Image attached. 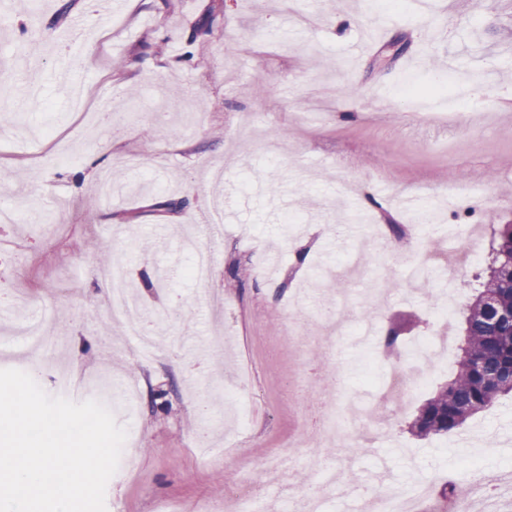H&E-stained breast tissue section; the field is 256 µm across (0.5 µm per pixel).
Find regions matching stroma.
<instances>
[{"instance_id":"obj_1","label":"stroma","mask_w":512,"mask_h":512,"mask_svg":"<svg viewBox=\"0 0 512 512\" xmlns=\"http://www.w3.org/2000/svg\"><path fill=\"white\" fill-rule=\"evenodd\" d=\"M437 46L425 18L380 0H126L100 15L85 0H19L0 27V208L17 212L0 237V289L20 298L14 313L51 309L59 341L52 361L25 348L0 369L56 374L87 367L79 400L96 399L126 427L131 445L106 489L107 512H182L224 496L246 472L297 436L296 392L315 388L349 421L389 362L363 343L360 326L384 332L401 316L421 318V338L438 330L446 297L455 309L474 278L448 231L512 222V0H430ZM86 20L77 61L97 112L115 129L67 108L70 87L55 81L61 43L45 32ZM210 17V35L193 39ZM45 107L18 82L28 54ZM441 85L407 97V82ZM188 199L176 213L161 202ZM373 224H406L432 258L424 279L399 268L398 242L367 241L355 214ZM89 239L123 265L162 343L141 349L112 320ZM309 248L311 266L291 272ZM215 254L207 279L187 276L198 251ZM279 255L274 276L266 253ZM242 258L252 274L228 285ZM175 266L178 277L146 288V272ZM458 277L446 288L449 269ZM223 306H212L211 294ZM309 319L285 335L290 304ZM90 346L73 356V334ZM144 392L113 396L114 383ZM168 414H154L156 391ZM419 398L393 408L372 448L350 441L314 453L301 448L293 476L270 488L267 512H293L298 493L324 467L339 470L333 512L355 487L383 489L380 473L404 489L471 481L512 463V393L445 435H411Z\"/></svg>"}]
</instances>
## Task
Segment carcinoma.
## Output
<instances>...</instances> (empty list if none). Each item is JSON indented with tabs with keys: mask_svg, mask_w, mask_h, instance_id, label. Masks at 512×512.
Here are the masks:
<instances>
[{
	"mask_svg": "<svg viewBox=\"0 0 512 512\" xmlns=\"http://www.w3.org/2000/svg\"><path fill=\"white\" fill-rule=\"evenodd\" d=\"M420 324L417 315L409 314L389 327L381 341L384 353L400 357ZM506 392L512 393L511 223L494 229L484 265L475 276L457 370L418 409L409 432L419 438L448 434Z\"/></svg>",
	"mask_w": 512,
	"mask_h": 512,
	"instance_id": "obj_1",
	"label": "carcinoma"
}]
</instances>
